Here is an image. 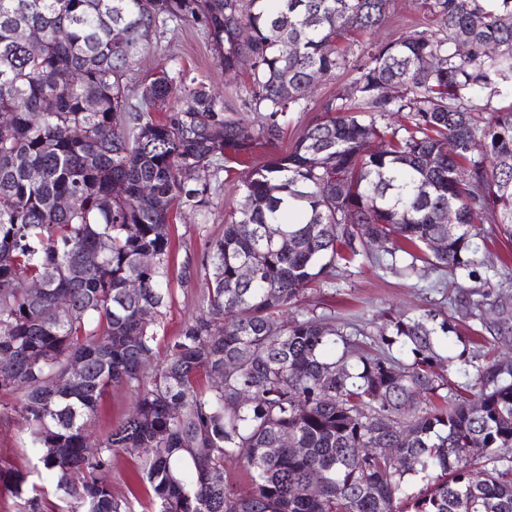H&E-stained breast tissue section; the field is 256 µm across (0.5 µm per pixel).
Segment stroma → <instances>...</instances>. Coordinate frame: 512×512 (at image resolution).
<instances>
[{
    "mask_svg": "<svg viewBox=\"0 0 512 512\" xmlns=\"http://www.w3.org/2000/svg\"><path fill=\"white\" fill-rule=\"evenodd\" d=\"M423 0H392L387 22L376 31L352 36L347 43L349 68L318 82L308 100L306 111L291 115L281 140L255 149L242 162L233 164L229 172H202L201 178L211 187L209 202L197 211L184 212L172 228L175 266L184 261L200 264L207 252L209 239L224 231V217L230 209L239 206L242 197L239 187L249 174L250 166L267 161L292 146L306 123L319 115L323 101L349 83L353 67L362 63L371 45L396 39L409 31L426 28L429 20L422 7ZM184 71L210 84L217 92L229 94L230 106L240 118L253 121L256 113L247 111L243 100L237 97V77L225 75L204 33L188 23L170 21L159 28L149 51L143 53L131 74L133 84L149 78L159 69ZM477 274L465 280L467 300L480 303L477 316L462 317L455 334L439 337L437 348L450 356L441 373L451 383H474L477 371L506 353H512V237L499 232L489 233L480 245L477 255ZM448 273L426 271L424 276H406L391 270H382L367 258L358 256L340 264L335 276L308 287L296 310L315 312L350 321L362 330L363 343L375 345L378 330L385 317L412 315L431 310L446 316L452 309L448 303ZM169 296L163 309V326L167 335H175L180 327L200 312L201 285L182 284L178 274L170 276ZM465 361H458V354ZM137 393L126 386L110 388L103 396L99 410L91 422L94 438H102L133 410ZM28 430L19 420L0 421V462L26 474L29 486L22 494H14L0 486V512H27V500L32 486L43 487V502L53 512L60 494L55 483L40 476L41 465L26 450ZM139 459L127 455L114 459L107 478L112 493L118 499H138L141 512H149L151 504L137 471Z\"/></svg>",
    "mask_w": 512,
    "mask_h": 512,
    "instance_id": "obj_1",
    "label": "stroma"
}]
</instances>
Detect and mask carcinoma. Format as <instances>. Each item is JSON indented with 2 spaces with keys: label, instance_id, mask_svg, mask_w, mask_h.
<instances>
[{
  "label": "carcinoma",
  "instance_id": "1",
  "mask_svg": "<svg viewBox=\"0 0 512 512\" xmlns=\"http://www.w3.org/2000/svg\"><path fill=\"white\" fill-rule=\"evenodd\" d=\"M390 2L0 0V394L20 391L0 418L26 422L62 492L57 512H135L105 479L122 454L144 457L153 512H512V365L491 363L460 393L435 371L436 337L456 332L447 318L390 316L369 355L352 323L289 314L373 237L381 269L416 274L420 261L469 278L478 225L512 237V104L490 107L512 88V0H425L438 29L371 48L293 146L251 169L201 263L202 313L159 334L170 224L206 203L200 172L279 140L315 82L346 68L339 42L384 24ZM168 21L199 27L224 71L249 62L257 123L182 72L130 97L129 71ZM24 27L41 32L38 51L18 39ZM478 95L486 116L468 106ZM104 239L108 252L86 264ZM59 299L71 314L46 317ZM72 360L84 374L56 387ZM114 385L136 388L137 405L93 440L88 424ZM284 432L305 452L280 447ZM228 461L249 475L246 492L227 481Z\"/></svg>",
  "mask_w": 512,
  "mask_h": 512
}]
</instances>
